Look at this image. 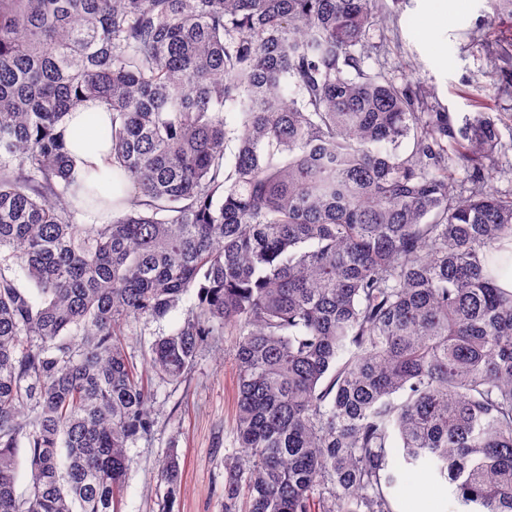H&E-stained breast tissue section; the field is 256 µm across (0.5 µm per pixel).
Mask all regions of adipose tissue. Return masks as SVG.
Segmentation results:
<instances>
[{
  "label": "adipose tissue",
  "mask_w": 512,
  "mask_h": 512,
  "mask_svg": "<svg viewBox=\"0 0 512 512\" xmlns=\"http://www.w3.org/2000/svg\"><path fill=\"white\" fill-rule=\"evenodd\" d=\"M67 139L78 176L87 177L99 191L108 197L118 193L114 178L110 143L105 131L110 115L105 106L92 104L83 111L70 113L66 118Z\"/></svg>",
  "instance_id": "1"
}]
</instances>
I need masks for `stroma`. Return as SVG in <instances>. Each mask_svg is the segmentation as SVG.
Here are the masks:
<instances>
[{
	"label": "stroma",
	"instance_id": "1",
	"mask_svg": "<svg viewBox=\"0 0 512 512\" xmlns=\"http://www.w3.org/2000/svg\"><path fill=\"white\" fill-rule=\"evenodd\" d=\"M383 31L373 34L380 49L368 60L401 76L412 65L422 86L433 91L440 107L454 118L473 112L478 89L497 82L492 61L501 45L512 43V28H489L490 0H396ZM502 152L498 188H512V96L496 99ZM196 302L195 293L182 297L161 321L129 324L127 352L137 367L151 344L183 323ZM235 339L216 337L204 347L177 381L155 380L151 436L128 450L130 458L120 512H224V457L237 451L233 428L236 415ZM180 459L175 496H168L158 465L169 452ZM447 483L426 473L410 472L394 502L396 512H449Z\"/></svg>",
	"mask_w": 512,
	"mask_h": 512
}]
</instances>
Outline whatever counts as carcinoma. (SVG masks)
<instances>
[{
    "instance_id": "carcinoma-1",
    "label": "carcinoma",
    "mask_w": 512,
    "mask_h": 512,
    "mask_svg": "<svg viewBox=\"0 0 512 512\" xmlns=\"http://www.w3.org/2000/svg\"><path fill=\"white\" fill-rule=\"evenodd\" d=\"M496 2L488 24L512 23ZM386 11L0 0V512H119L127 448L154 427L125 327L192 288L149 364L178 380L209 338L238 337L224 512H395L399 457L512 512L495 95L457 121L412 68L368 69ZM494 65L511 90L512 48ZM91 101L112 112L111 203L65 137ZM100 207L107 223L77 222ZM159 476L174 496L176 453Z\"/></svg>"
}]
</instances>
